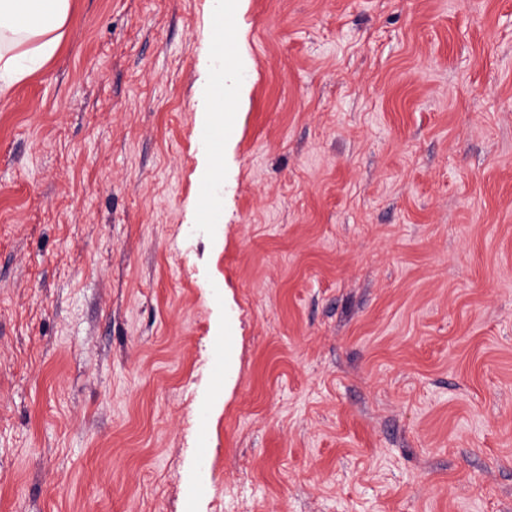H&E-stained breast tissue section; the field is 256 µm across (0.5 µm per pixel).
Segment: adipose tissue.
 <instances>
[{
  "label": "adipose tissue",
  "instance_id": "obj_1",
  "mask_svg": "<svg viewBox=\"0 0 512 512\" xmlns=\"http://www.w3.org/2000/svg\"><path fill=\"white\" fill-rule=\"evenodd\" d=\"M72 0H0V93L48 62L59 48ZM240 59H226L224 32L215 30L208 76L201 87L199 123L223 124L224 113L246 92Z\"/></svg>",
  "mask_w": 512,
  "mask_h": 512
}]
</instances>
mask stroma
I'll return each mask as SVG.
<instances>
[{
    "label": "stroma",
    "mask_w": 512,
    "mask_h": 512,
    "mask_svg": "<svg viewBox=\"0 0 512 512\" xmlns=\"http://www.w3.org/2000/svg\"><path fill=\"white\" fill-rule=\"evenodd\" d=\"M73 4L0 95V512H512V0H239L216 224L212 0ZM213 39L208 76L201 87L202 103L198 110V122L203 128L223 125L224 110H231L238 97L246 92V83L241 80L242 61L235 54V59L226 63L225 55L229 53V50L226 41L224 55V29L220 30L215 27ZM226 82H228L232 94L227 102H224V83Z\"/></svg>",
    "instance_id": "35a3bbf8"
}]
</instances>
